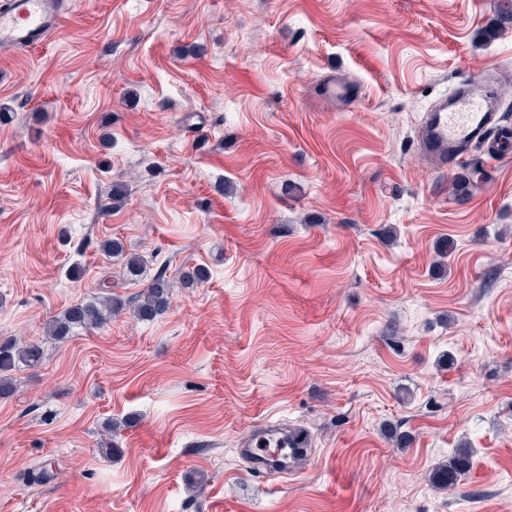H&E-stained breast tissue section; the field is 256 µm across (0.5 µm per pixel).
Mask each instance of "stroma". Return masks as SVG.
<instances>
[{"label": "stroma", "instance_id": "obj_1", "mask_svg": "<svg viewBox=\"0 0 512 512\" xmlns=\"http://www.w3.org/2000/svg\"><path fill=\"white\" fill-rule=\"evenodd\" d=\"M496 2L76 0L0 55V344L45 349L0 400V512H512V158L417 144L489 66L512 121ZM129 254L168 311L47 342L103 279L140 291ZM269 418L311 446L263 479L238 444ZM463 441L472 469L434 487Z\"/></svg>", "mask_w": 512, "mask_h": 512}]
</instances>
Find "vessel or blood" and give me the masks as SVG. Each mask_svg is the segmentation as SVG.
I'll use <instances>...</instances> for the list:
<instances>
[{"label":"vessel or blood","mask_w":512,"mask_h":512,"mask_svg":"<svg viewBox=\"0 0 512 512\" xmlns=\"http://www.w3.org/2000/svg\"><path fill=\"white\" fill-rule=\"evenodd\" d=\"M72 5L73 0H0V53L44 46L70 19ZM499 125L500 114L491 107L485 84L468 81L426 114L420 144L443 167L463 163L475 144L485 146L488 159L496 160L512 152V134L500 132ZM273 436L284 448H302L309 441L308 435L283 424L260 426L244 442L257 471L273 469L259 451L261 443Z\"/></svg>","instance_id":"b4317fda"}]
</instances>
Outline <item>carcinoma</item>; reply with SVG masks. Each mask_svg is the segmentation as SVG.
Here are the masks:
<instances>
[{
    "label": "carcinoma",
    "instance_id": "carcinoma-1",
    "mask_svg": "<svg viewBox=\"0 0 512 512\" xmlns=\"http://www.w3.org/2000/svg\"><path fill=\"white\" fill-rule=\"evenodd\" d=\"M512 23V3L509 0L499 2L494 18L491 20L486 35L492 39L499 28ZM171 299V286L167 277L159 273L147 281L132 299L124 300L110 293L95 297L87 302H80L65 309L60 315L48 321L47 335L58 341H63L77 329H94L105 326L127 308H132L133 314L140 321H151L166 312ZM43 360L41 344L12 343L0 346V399L7 400L14 395L12 372L20 368H36ZM473 464L471 447L460 443L448 457L445 464L439 466L432 474V482L440 488H452L469 472Z\"/></svg>",
    "mask_w": 512,
    "mask_h": 512
}]
</instances>
